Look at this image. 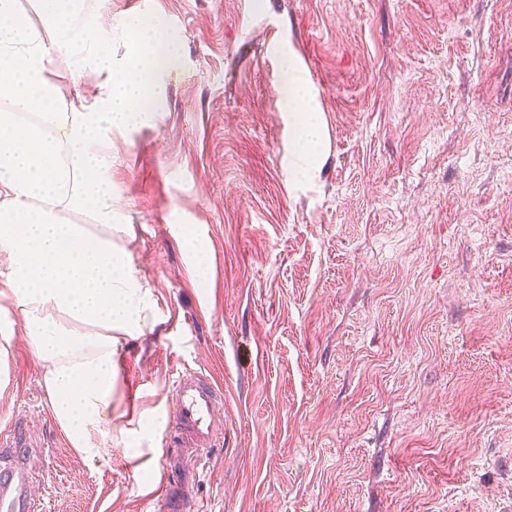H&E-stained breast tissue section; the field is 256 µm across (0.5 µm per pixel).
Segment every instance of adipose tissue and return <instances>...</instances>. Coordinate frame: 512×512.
Wrapping results in <instances>:
<instances>
[{
	"instance_id": "obj_1",
	"label": "adipose tissue",
	"mask_w": 512,
	"mask_h": 512,
	"mask_svg": "<svg viewBox=\"0 0 512 512\" xmlns=\"http://www.w3.org/2000/svg\"><path fill=\"white\" fill-rule=\"evenodd\" d=\"M83 0H0V303L18 312L33 343L55 422L72 448L95 459L93 431L112 420L121 342L143 335L155 302L116 220L112 136L152 122L176 55L162 24L125 28L135 45L122 61L110 39L79 25ZM80 58H73L74 49ZM96 74L94 90L67 98L61 61ZM284 102L293 122L289 169L306 179L320 160L317 113L294 67Z\"/></svg>"
}]
</instances>
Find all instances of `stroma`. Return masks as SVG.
Instances as JSON below:
<instances>
[{
    "instance_id": "stroma-1",
    "label": "stroma",
    "mask_w": 512,
    "mask_h": 512,
    "mask_svg": "<svg viewBox=\"0 0 512 512\" xmlns=\"http://www.w3.org/2000/svg\"><path fill=\"white\" fill-rule=\"evenodd\" d=\"M116 58L138 0H88ZM176 40L112 193L157 323L88 461L14 326L0 470L33 512H154L184 367L224 387L207 512H512V0H151ZM320 114L292 181L284 56ZM212 254L204 283L182 247ZM149 429H141L142 421Z\"/></svg>"
}]
</instances>
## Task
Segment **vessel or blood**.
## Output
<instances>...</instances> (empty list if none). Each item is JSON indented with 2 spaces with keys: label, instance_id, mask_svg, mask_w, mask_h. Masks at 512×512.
I'll list each match as a JSON object with an SVG mask.
<instances>
[{
  "label": "vessel or blood",
  "instance_id": "1",
  "mask_svg": "<svg viewBox=\"0 0 512 512\" xmlns=\"http://www.w3.org/2000/svg\"><path fill=\"white\" fill-rule=\"evenodd\" d=\"M224 428V393L210 377L184 371L173 380L166 416V444L173 448L180 478L158 489L162 512H184L203 455L216 445Z\"/></svg>",
  "mask_w": 512,
  "mask_h": 512
}]
</instances>
